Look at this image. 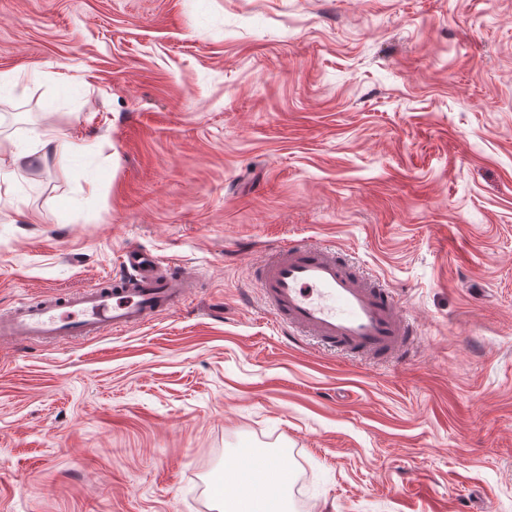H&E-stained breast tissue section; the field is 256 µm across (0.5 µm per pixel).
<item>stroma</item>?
<instances>
[{
	"label": "stroma",
	"mask_w": 512,
	"mask_h": 512,
	"mask_svg": "<svg viewBox=\"0 0 512 512\" xmlns=\"http://www.w3.org/2000/svg\"><path fill=\"white\" fill-rule=\"evenodd\" d=\"M0 311L195 281L146 324L0 338V512H215L245 448L288 512H512V0H0ZM335 249L417 338L284 328L253 272ZM54 154H66L76 150V146L70 143L62 142L53 129L45 130L37 139V143L28 150L20 149L15 143L0 141V164L4 161L5 156L13 158L17 161L22 158L34 156L40 151L46 156L47 151Z\"/></svg>",
	"instance_id": "stroma-1"
}]
</instances>
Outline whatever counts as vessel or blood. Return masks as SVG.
<instances>
[{
    "mask_svg": "<svg viewBox=\"0 0 512 512\" xmlns=\"http://www.w3.org/2000/svg\"><path fill=\"white\" fill-rule=\"evenodd\" d=\"M121 264L125 275L105 284L0 313V335L48 342L101 335L144 324L179 307L190 292V280L160 274L139 247H127ZM254 279L282 324L329 346L394 360L415 337L399 299L358 277L330 249L279 247L256 268Z\"/></svg>",
    "mask_w": 512,
    "mask_h": 512,
    "instance_id": "b4317fda",
    "label": "vessel or blood"
}]
</instances>
